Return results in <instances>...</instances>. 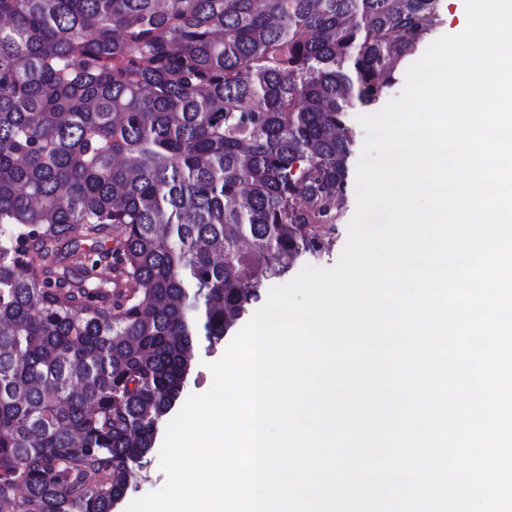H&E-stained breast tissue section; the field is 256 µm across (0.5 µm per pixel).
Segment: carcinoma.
Segmentation results:
<instances>
[{
	"label": "carcinoma",
	"instance_id": "cac0c4a2",
	"mask_svg": "<svg viewBox=\"0 0 512 512\" xmlns=\"http://www.w3.org/2000/svg\"><path fill=\"white\" fill-rule=\"evenodd\" d=\"M438 4L0 0V512H113L194 348L325 246L348 112Z\"/></svg>",
	"mask_w": 512,
	"mask_h": 512
}]
</instances>
